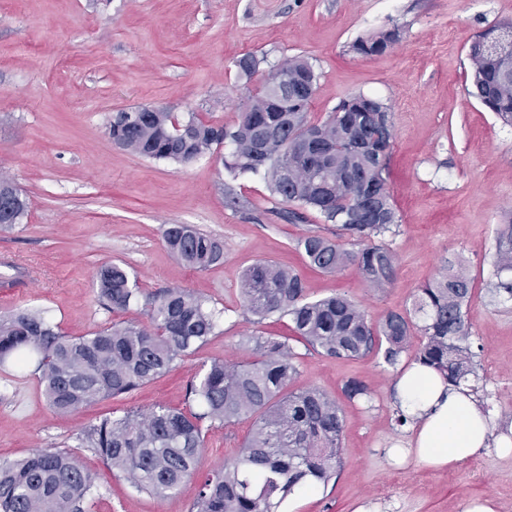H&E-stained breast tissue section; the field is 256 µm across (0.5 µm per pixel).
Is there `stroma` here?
Segmentation results:
<instances>
[{"instance_id": "stroma-1", "label": "stroma", "mask_w": 512, "mask_h": 512, "mask_svg": "<svg viewBox=\"0 0 512 512\" xmlns=\"http://www.w3.org/2000/svg\"><path fill=\"white\" fill-rule=\"evenodd\" d=\"M512 20V0H0V175L29 202L21 224L0 228V313L41 308L70 336L106 323L142 320L141 306L106 310L95 287L101 265L124 266L143 294L172 287L206 297L216 333L195 355L137 391L67 416L48 406L32 367L0 370V462L35 449L77 450L97 477L90 512H191L198 481L158 499L133 491L80 440L101 416L163 404L188 410L187 388L204 361L243 357L253 331L290 338L288 319L252 323L238 288L252 263L276 261L300 272L309 298L342 294L372 323L411 309L419 288L459 258L474 280L470 305L476 399L494 435L512 428V295L495 294L496 230L512 216V126L470 96L468 46ZM399 29L385 52L359 56L352 43ZM254 54L260 69L241 75ZM301 56L319 76L309 112L325 120L340 100L383 101L394 122L389 189L399 216L385 244L396 278L369 288L354 270L308 267L297 241L332 225L308 210L288 222L262 174L228 172L230 144L190 164L145 158L109 136L113 114L140 106L215 124H231L249 91L285 59ZM167 224H190L224 242V262L197 272L162 242ZM296 387L315 386L338 400L345 419L342 464L327 485L291 499L287 512H464L474 499L512 512V452L483 449L466 462L432 469L389 450L406 439L396 419L393 384L411 365L380 354L335 359L295 343ZM363 381L369 396L350 401L342 388ZM251 420L207 431L200 471L234 457Z\"/></svg>"}]
</instances>
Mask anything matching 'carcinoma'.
Listing matches in <instances>:
<instances>
[{"instance_id":"cac0c4a2","label":"carcinoma","mask_w":512,"mask_h":512,"mask_svg":"<svg viewBox=\"0 0 512 512\" xmlns=\"http://www.w3.org/2000/svg\"><path fill=\"white\" fill-rule=\"evenodd\" d=\"M397 30L357 39L362 56L385 51L399 40ZM474 95L503 123L512 126V78L501 61L486 53L481 37L469 45ZM318 76L310 62L295 56L267 77L247 98L230 127L192 113L117 112L112 141L135 155L188 164L229 141L224 160L230 171L264 170L271 197L317 210L336 225V239L309 232L297 247L308 263L326 273L353 268L370 288L383 289L396 277L397 259L383 242L398 216L388 185L393 120L382 102L359 94L341 101L323 121L311 120L309 103ZM288 82L304 93L275 97L271 85ZM5 226L21 223L28 204L12 182ZM378 203L374 216L357 218L365 194ZM347 237L356 250L338 242ZM163 242L177 261L204 271L224 263V242L188 224H167ZM493 265L496 275L512 272V218L499 225ZM99 297L114 313L137 304L142 291L119 264L102 267ZM473 280L459 259L446 262L440 276L419 289L413 312L388 313L374 325L344 295L311 300L303 277L270 261L247 267L240 280L246 313L262 321L286 317L298 341L326 357L355 359L385 345L384 362L394 367L410 350L411 315H421L422 340L413 361L438 372L457 387L474 374L469 305ZM147 322H112L86 336H68L43 312L17 309L0 315V367L32 363L49 407L68 414L98 401L129 394L171 372L215 335V309L186 288H167L145 297ZM248 358L219 357L202 364L189 395L200 411L158 405L120 417L99 419L81 439L131 487L163 498L198 473L211 428H230L242 419L253 427L239 453L200 481L191 512H284L301 486L326 485L341 462L344 415L336 399L316 387L292 389L299 375L298 353L288 339L253 333L243 341ZM95 477L73 451L43 449L0 463V512H87L97 495Z\"/></svg>"}]
</instances>
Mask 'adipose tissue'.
Segmentation results:
<instances>
[{
    "label": "adipose tissue",
    "instance_id": "obj_1",
    "mask_svg": "<svg viewBox=\"0 0 512 512\" xmlns=\"http://www.w3.org/2000/svg\"><path fill=\"white\" fill-rule=\"evenodd\" d=\"M395 392L415 434L409 448H393V456L411 453L424 465L441 469L487 447L489 418L466 389L448 386L437 372L416 364L398 378Z\"/></svg>",
    "mask_w": 512,
    "mask_h": 512
}]
</instances>
